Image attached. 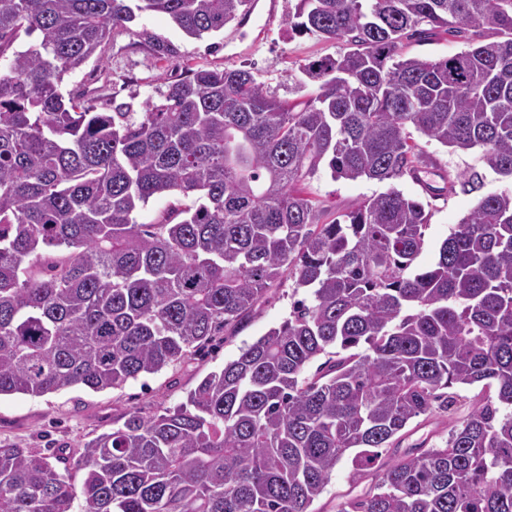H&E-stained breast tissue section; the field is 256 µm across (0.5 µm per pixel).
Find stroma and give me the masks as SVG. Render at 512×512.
<instances>
[{"label": "stroma", "instance_id": "35a3bbf8", "mask_svg": "<svg viewBox=\"0 0 512 512\" xmlns=\"http://www.w3.org/2000/svg\"><path fill=\"white\" fill-rule=\"evenodd\" d=\"M296 4L297 0H254L247 26L241 28L232 22L202 39L184 35L165 15L142 13L134 22L113 28L102 53L65 75L61 91L99 112L119 108L139 112L145 102L158 100L168 85L185 78L190 71L244 67L257 74L268 92L278 98L293 100L316 95L317 83L304 81L301 66L339 54L343 44L291 32L288 17ZM155 40L171 43L173 53L160 59L154 57L148 45ZM416 142L444 176L454 180L474 169L484 175L485 192L512 190V177L489 170L480 149L457 153L422 136ZM386 189V184L375 180L333 179L325 166L307 186L310 198L324 207L331 219ZM480 194L459 191L427 199L431 219L419 266L435 262L440 244L477 205ZM306 295V290H295L290 274H283L251 312L227 326L203 349L121 387L101 392L73 387L41 397H1L0 442L30 448L51 458L61 453L75 457L85 441L121 426L128 413L136 411L151 417L174 410L206 375L222 369L225 362L239 355L241 348L287 320L295 297ZM479 392L476 386L455 389L453 406L448 411L435 412L404 440V447L427 438L437 443L447 437L449 428L474 409ZM375 479L371 470L355 476L351 455H344L314 504L316 512H339L345 500L365 493Z\"/></svg>", "mask_w": 512, "mask_h": 512}]
</instances>
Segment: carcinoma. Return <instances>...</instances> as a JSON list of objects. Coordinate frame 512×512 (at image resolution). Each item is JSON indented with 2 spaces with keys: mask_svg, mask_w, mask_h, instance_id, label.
<instances>
[{
  "mask_svg": "<svg viewBox=\"0 0 512 512\" xmlns=\"http://www.w3.org/2000/svg\"><path fill=\"white\" fill-rule=\"evenodd\" d=\"M249 2L0 0V397L156 373L285 267L311 290L185 405L129 413L76 462L56 456L61 470L0 443V512H316L355 448L356 474L376 465L379 479L340 512H512V192L482 196L422 270L430 214L396 187L433 166L411 127L512 175V0H297L290 30L346 46L302 67L320 82L306 100L238 68L191 72L137 119L79 111L60 90L139 13L201 38ZM440 28L491 39L403 53ZM323 163L388 189L327 222L304 195ZM482 185L466 171L425 192ZM163 193L197 198L137 223ZM475 385L495 395L441 443L395 454L411 422L448 410L447 389Z\"/></svg>",
  "mask_w": 512,
  "mask_h": 512,
  "instance_id": "cac0c4a2",
  "label": "carcinoma"
}]
</instances>
